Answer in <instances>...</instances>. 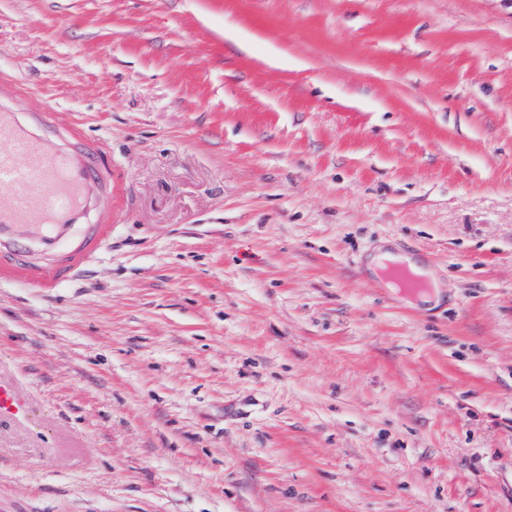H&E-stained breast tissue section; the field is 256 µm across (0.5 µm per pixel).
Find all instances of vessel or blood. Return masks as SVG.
<instances>
[{
  "mask_svg": "<svg viewBox=\"0 0 512 512\" xmlns=\"http://www.w3.org/2000/svg\"><path fill=\"white\" fill-rule=\"evenodd\" d=\"M48 113L0 110V281L51 291L80 273L112 234L111 223H86L100 199L92 183L112 184L101 143L79 127L49 140ZM26 400L0 381V422L24 418Z\"/></svg>",
  "mask_w": 512,
  "mask_h": 512,
  "instance_id": "vessel-or-blood-1",
  "label": "vessel or blood"
}]
</instances>
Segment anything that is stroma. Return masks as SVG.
Masks as SVG:
<instances>
[{"mask_svg":"<svg viewBox=\"0 0 512 512\" xmlns=\"http://www.w3.org/2000/svg\"><path fill=\"white\" fill-rule=\"evenodd\" d=\"M0 107L112 159L0 283V512H512V0H0ZM386 262L406 263L413 272L426 277L430 281L432 291L428 294H420L419 297L417 298L419 301L430 302L433 295H435L436 297L439 295V286L435 281L432 272L428 268L418 263L416 260L412 259L409 256L394 253L391 250L380 249L376 255L370 258L368 266L375 277H377V269H384L386 267ZM28 413V404L20 392L0 381V422L22 419Z\"/></svg>","mask_w":512,"mask_h":512,"instance_id":"1","label":"stroma"}]
</instances>
